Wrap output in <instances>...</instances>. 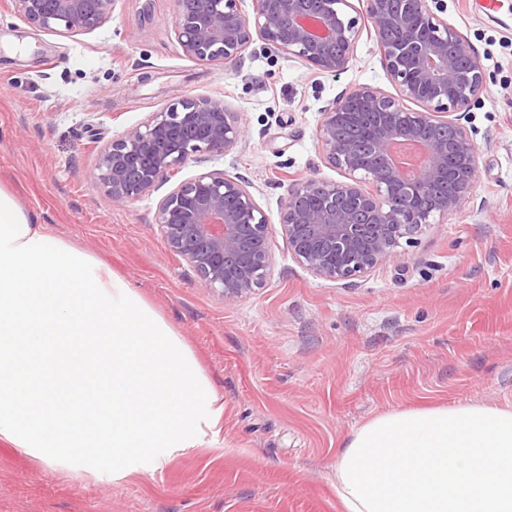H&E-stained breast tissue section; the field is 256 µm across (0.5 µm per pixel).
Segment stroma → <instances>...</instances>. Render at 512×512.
<instances>
[{
  "label": "stroma",
  "instance_id": "1",
  "mask_svg": "<svg viewBox=\"0 0 512 512\" xmlns=\"http://www.w3.org/2000/svg\"><path fill=\"white\" fill-rule=\"evenodd\" d=\"M462 32L488 89L464 123L480 152L471 200L367 275L312 276L280 214L294 180L341 179L316 129L351 86L394 92L361 34L349 68L282 55L186 57L175 0H115L97 28L41 32L0 0V186L53 235L86 250L174 328L224 397V428L163 468L123 478L43 464L0 441V512H343L336 450L379 415L420 406H512V0H427ZM223 99L246 137L189 161L246 183L270 220L263 288L227 303L202 288L155 222L162 191L117 206L93 179L106 143L191 96Z\"/></svg>",
  "mask_w": 512,
  "mask_h": 512
}]
</instances>
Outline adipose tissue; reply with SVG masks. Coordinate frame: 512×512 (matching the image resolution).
<instances>
[{
    "instance_id": "1",
    "label": "adipose tissue",
    "mask_w": 512,
    "mask_h": 512,
    "mask_svg": "<svg viewBox=\"0 0 512 512\" xmlns=\"http://www.w3.org/2000/svg\"><path fill=\"white\" fill-rule=\"evenodd\" d=\"M224 426V398L173 327L0 187V441L122 478ZM344 512H512V407L373 418L336 451Z\"/></svg>"
}]
</instances>
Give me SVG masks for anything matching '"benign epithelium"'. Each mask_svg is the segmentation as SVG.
I'll return each mask as SVG.
<instances>
[{
    "label": "benign epithelium",
    "mask_w": 512,
    "mask_h": 512,
    "mask_svg": "<svg viewBox=\"0 0 512 512\" xmlns=\"http://www.w3.org/2000/svg\"><path fill=\"white\" fill-rule=\"evenodd\" d=\"M28 24L52 33L96 28L112 0H14ZM243 0H176L175 37L184 55L237 63L259 40L263 50L296 59L317 73H342L353 59L364 19L397 94L358 85L321 112L317 141L345 180L300 179L288 190L280 217L288 253L313 276L345 281L397 259L426 226L457 212L473 194L479 148L462 114L480 100L487 76L468 39L435 16L426 0H255L253 19ZM413 103L412 109L407 103ZM370 112L376 128L370 163L340 133ZM238 112L224 100L188 97L113 138L100 151L96 185L125 205L162 182L156 224L170 252L182 257L199 284L233 303L264 286L272 267L269 221L236 176L201 171L182 179L185 165L204 154L223 155L244 139ZM398 139H415L427 162L402 178L390 161ZM455 167H450V164ZM456 187L440 184L448 170Z\"/></svg>",
    "instance_id": "7a95c632"
}]
</instances>
